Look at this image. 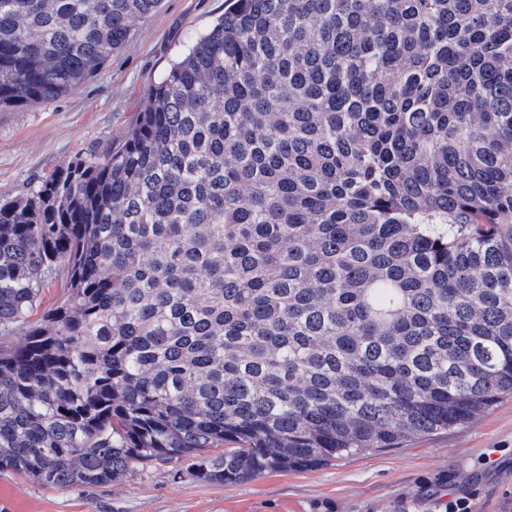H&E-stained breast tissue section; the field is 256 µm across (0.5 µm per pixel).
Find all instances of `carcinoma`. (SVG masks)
<instances>
[{"mask_svg":"<svg viewBox=\"0 0 512 512\" xmlns=\"http://www.w3.org/2000/svg\"><path fill=\"white\" fill-rule=\"evenodd\" d=\"M160 4L0 0V109L95 78ZM505 394L512 0H230L122 143L0 201L2 470L231 484Z\"/></svg>","mask_w":512,"mask_h":512,"instance_id":"carcinoma-1","label":"carcinoma"}]
</instances>
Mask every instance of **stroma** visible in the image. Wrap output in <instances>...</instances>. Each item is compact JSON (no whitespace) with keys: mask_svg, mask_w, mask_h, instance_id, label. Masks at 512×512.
<instances>
[{"mask_svg":"<svg viewBox=\"0 0 512 512\" xmlns=\"http://www.w3.org/2000/svg\"><path fill=\"white\" fill-rule=\"evenodd\" d=\"M223 12L224 0H162L91 81L47 105L0 110V199L76 155L118 145L149 88ZM0 480L39 512H444L452 491L468 494L472 512H512V397L396 448L233 484L200 481L175 460L97 487L51 488L10 470Z\"/></svg>","mask_w":512,"mask_h":512,"instance_id":"stroma-1","label":"stroma"}]
</instances>
